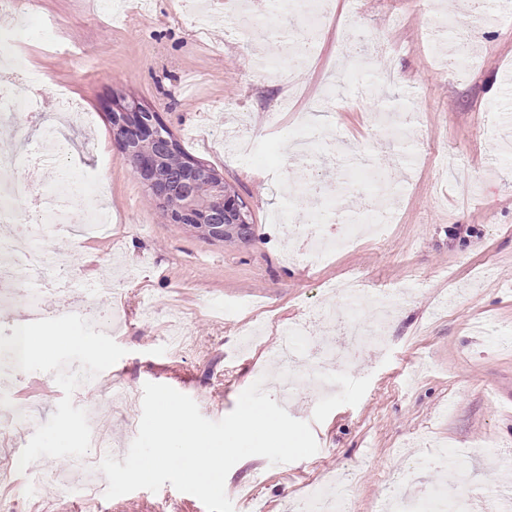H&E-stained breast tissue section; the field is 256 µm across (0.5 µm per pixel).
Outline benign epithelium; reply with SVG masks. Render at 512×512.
<instances>
[{"mask_svg": "<svg viewBox=\"0 0 512 512\" xmlns=\"http://www.w3.org/2000/svg\"><path fill=\"white\" fill-rule=\"evenodd\" d=\"M108 108L112 136L119 144L123 160L134 168L159 201H166L171 190L160 173L159 156L143 150L142 146L160 143L168 150L173 149L167 126L157 112L120 94L111 97ZM221 182L223 179L217 173L205 170L194 160L186 161L181 183L189 192L188 203L171 212L172 222L184 224L208 239L222 240L236 235L239 225L246 221V212L237 199L220 196L204 204L194 202L198 188Z\"/></svg>", "mask_w": 512, "mask_h": 512, "instance_id": "obj_1", "label": "benign epithelium"}]
</instances>
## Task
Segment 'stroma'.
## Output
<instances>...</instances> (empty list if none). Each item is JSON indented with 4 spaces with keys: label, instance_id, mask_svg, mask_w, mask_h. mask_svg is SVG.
I'll return each mask as SVG.
<instances>
[{
    "label": "stroma",
    "instance_id": "stroma-1",
    "mask_svg": "<svg viewBox=\"0 0 512 512\" xmlns=\"http://www.w3.org/2000/svg\"><path fill=\"white\" fill-rule=\"evenodd\" d=\"M330 12L314 58L293 69L301 88L293 98L292 83L266 61L284 56L302 25L294 14L273 25L254 18L246 36L234 6L217 0H112L108 10L102 0H14L0 17L16 27L52 25L51 41L28 38L12 49L37 75L44 112L57 113L55 91L64 87L87 113L69 130L79 151L43 150L35 161L19 146L38 142V128L20 119L0 129V154L24 189L16 209L39 193L60 211L106 205L110 225L97 238L42 243L55 256L54 279L97 292L88 304L78 291L51 294L47 319L27 325L29 335L53 337L51 350L0 392V409L42 410L39 425L0 434V448L19 437L36 454L0 491L10 512H206L168 483L109 500L106 483L79 477L64 492L42 474L75 456L94 467L108 452L124 459L145 383L173 387L217 421L260 372L273 399L310 423L318 450L278 465L257 455L239 461L225 482L235 512H280L285 498L342 477L349 512H379L391 494L413 500L442 484L432 460L443 448L471 457L468 482L453 490L512 488V469L493 463L495 453L512 451V83L503 79L512 73V17L472 27L469 0H332ZM441 15L480 66L459 76L441 67L455 41L424 35ZM349 19L378 37L365 56L338 47L339 24ZM388 62L399 82L356 98ZM115 92L158 112L182 147L222 177L251 216L248 239L208 240L161 214L112 137ZM411 109L420 141L413 163L400 157L401 140L367 120ZM302 114L330 156L316 177L335 199L337 235L371 214L378 186L394 190L384 238L364 235L308 263L289 259L278 220L289 204L294 223H304L319 205L295 191L305 171L286 134ZM244 136L254 143L248 162L228 145ZM353 273L368 285L363 310L383 292L399 296L383 346L359 349L331 374L328 393L284 398L269 350L302 321L305 304L336 305L325 286ZM69 362L97 372L105 387L54 380ZM90 396L96 409L86 405ZM89 429L106 433L111 451L89 444Z\"/></svg>",
    "mask_w": 512,
    "mask_h": 512
}]
</instances>
